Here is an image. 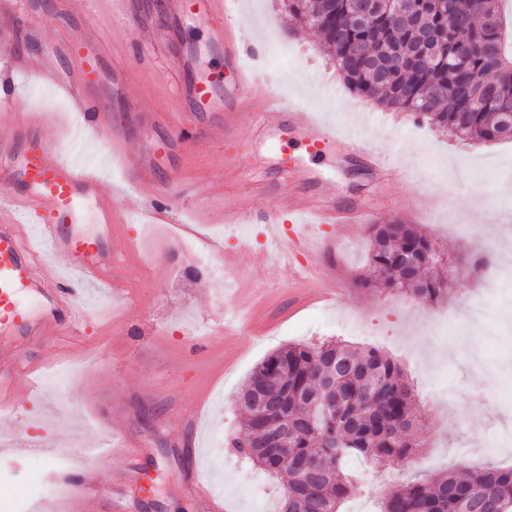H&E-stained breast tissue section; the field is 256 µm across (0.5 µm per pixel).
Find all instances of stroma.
I'll return each instance as SVG.
<instances>
[{"mask_svg":"<svg viewBox=\"0 0 512 512\" xmlns=\"http://www.w3.org/2000/svg\"><path fill=\"white\" fill-rule=\"evenodd\" d=\"M13 2L12 16L0 17V85L9 87L0 113H49L53 126L46 135L58 142L63 158L94 169L112 196L132 192L151 201L152 188L126 183L64 96L39 83L34 72L44 65L51 43L94 31L105 60L99 83H111L116 68L127 74L123 92L105 95V103L120 129L154 145L169 137V129L137 125L136 116L173 111L181 82L173 65L178 50L200 49L203 66L220 65L218 56L204 51L209 22L172 16L165 0H137L134 14L120 19L112 15L111 0H87L78 15L71 14L69 0ZM235 13L245 23L246 37H262L292 51L284 68L261 61L262 81L252 88L256 99L283 89L307 111L353 122L366 138L386 141L387 182L376 181L365 166L340 155L318 158L321 187L336 205L369 202L374 223L388 224L406 218L407 207L417 206L419 199H435V209L415 220L447 258L444 276L452 289L443 300L421 305L399 293L360 287L367 274V227L330 224L317 234L329 245L324 260L335 265L336 279L315 277L308 286L331 292L335 299L296 310L288 275L274 262L243 259L225 267L220 279L187 276L170 231L133 223L129 230L136 262L128 270L138 302L112 303L102 291L85 289L90 361L74 364L67 349H60L62 391L45 387L36 398L21 400L13 416L0 420V431L30 445L37 428L49 420L56 442L112 444L116 469L126 463L122 437L137 438L143 445L140 462L153 486L138 512H206L186 487L194 471L217 492L207 512H275L278 481L243 463L227 445L242 420L238 393L254 367L278 347L344 340L380 349L415 379L426 433L425 447L409 465L367 471L345 512L363 504L377 512L383 488L425 474H464L481 464L512 466V445L488 447L495 432L512 430V282L487 299L490 319L501 325L498 335L470 326L464 313L484 278L472 263L474 245L499 246L501 227L512 233V194L501 193L495 172L500 165L512 167V142L462 143L417 124L409 112L359 96L323 51L320 34L298 25L282 0H237ZM15 53L27 58L29 71H12ZM260 151L242 135L227 141L203 135L193 157L164 152L156 164L161 178L179 168L191 186H203L216 213L252 214L253 223L240 231L259 235L265 243L269 237L260 219L272 201L257 184L275 182L276 176L255 167ZM228 161L244 165L245 174L225 179ZM471 209L486 216L473 244L454 231L455 225L466 223ZM228 278L255 289L248 310H238L225 290ZM236 316L253 318L261 335L244 330L220 336L221 323ZM19 470L51 489L67 466H47L30 449L0 459V512H12L13 502L25 491L24 483L13 478Z\"/></svg>","mask_w":512,"mask_h":512,"instance_id":"obj_1","label":"stroma"}]
</instances>
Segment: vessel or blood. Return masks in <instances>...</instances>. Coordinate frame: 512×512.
<instances>
[{"mask_svg":"<svg viewBox=\"0 0 512 512\" xmlns=\"http://www.w3.org/2000/svg\"><path fill=\"white\" fill-rule=\"evenodd\" d=\"M168 7L178 16L213 20L210 46L223 54L235 79L232 86H225L223 71L198 70L192 54L175 59L185 82L179 88L178 107L162 115L175 134L174 140L166 142V150L190 151L202 131L226 138L255 124L261 130V141L280 144L293 138L313 156L345 146L372 169L382 168L379 153L359 132L324 123L315 113L294 108L277 96L266 98L260 109H253L251 75L244 62L264 54L268 45L245 41L233 29L220 25L224 0H168ZM94 39L89 31L79 42L51 47L52 59L40 78L66 93L85 130L99 133L110 131L112 118L92 96L86 71H68L55 62L62 54L81 57L86 43ZM43 127V116L37 112L18 113L9 121H0V416L12 411L19 395L31 391L30 385L14 378L22 361L18 339L41 341L48 351L82 339L88 312L83 296L71 286L72 278L114 292L126 284L121 274L125 262L115 257L112 239L124 236L129 215L138 214L146 224L166 226L182 221V211L175 204L181 194L178 180L157 181L154 150L113 133L112 151L118 154L127 180L135 186L157 185L151 202L128 196L118 204L92 171L60 159L52 142L43 137ZM269 162L283 196L266 211L264 223L277 227L285 213L303 220L288 237L289 249L310 247L316 226L368 222V207L341 210L314 191L313 179L298 157L280 152ZM39 248L45 257H66L69 276L50 281L37 276L34 253ZM124 448L130 463L119 471L112 468L109 450L102 448L95 453L99 468L112 473V512H132L128 491L146 486L136 461V443L125 441ZM93 479L85 470L65 475V482L76 490L68 512H82L83 492L92 486Z\"/></svg>","mask_w":512,"mask_h":512,"instance_id":"obj_1","label":"vessel or blood"}]
</instances>
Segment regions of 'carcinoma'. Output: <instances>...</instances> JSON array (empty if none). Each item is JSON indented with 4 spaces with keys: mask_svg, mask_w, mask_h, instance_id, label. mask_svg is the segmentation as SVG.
<instances>
[{
    "mask_svg": "<svg viewBox=\"0 0 512 512\" xmlns=\"http://www.w3.org/2000/svg\"><path fill=\"white\" fill-rule=\"evenodd\" d=\"M437 52H419L412 32L383 12L359 25L354 0H286L289 13L321 33L323 50L360 94L459 140L512 139V30L503 0H412ZM371 286L422 304L447 294L441 255L415 224H371ZM416 394L400 364L384 352L338 341L288 344L254 369L237 398L244 432L231 447L281 481L280 512H340L361 478L352 458L382 468L412 460L423 447ZM484 498L512 512V467L473 468L464 478L439 472L383 491L381 512H473Z\"/></svg>",
    "mask_w": 512,
    "mask_h": 512,
    "instance_id": "1",
    "label": "carcinoma"
}]
</instances>
